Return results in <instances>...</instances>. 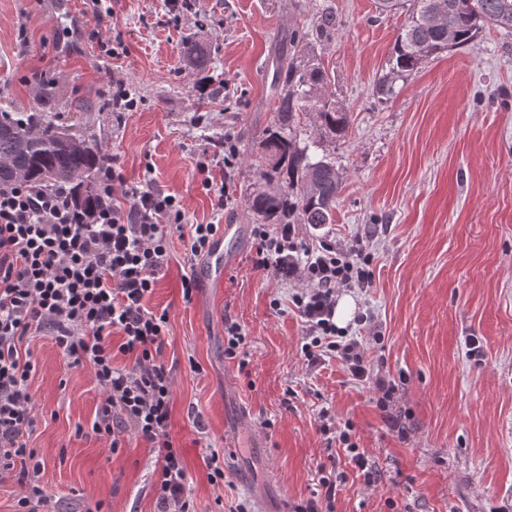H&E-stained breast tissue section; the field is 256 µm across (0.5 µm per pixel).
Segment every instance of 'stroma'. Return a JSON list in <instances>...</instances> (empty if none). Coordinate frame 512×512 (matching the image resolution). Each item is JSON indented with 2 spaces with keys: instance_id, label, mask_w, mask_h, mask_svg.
I'll use <instances>...</instances> for the list:
<instances>
[{
  "instance_id": "obj_1",
  "label": "stroma",
  "mask_w": 512,
  "mask_h": 512,
  "mask_svg": "<svg viewBox=\"0 0 512 512\" xmlns=\"http://www.w3.org/2000/svg\"><path fill=\"white\" fill-rule=\"evenodd\" d=\"M325 13L336 27L321 36ZM404 22L376 0H0V103L42 110L32 81L42 75L68 123L99 131L126 185L179 197L187 223L243 227L223 287L189 302L182 280L199 265L171 230V260L147 301L169 317L159 359L196 512H293L311 499L320 512H512V33L484 28L384 100L375 88ZM297 31L352 115L345 140L325 146L343 183L324 238L370 259V286L339 295L373 324L360 331L366 358L395 388L383 408L339 360H305L292 304L301 280L252 265L246 193L276 119V60ZM188 37L209 51L206 68L186 60ZM119 82L135 111L113 109ZM228 128L240 160L221 209L217 145ZM228 319L246 332V367L224 355ZM30 346L38 418L27 445L48 494L39 512H154L149 444L130 436L108 454L92 430L101 394L89 370L69 365L48 334ZM344 423L365 468L336 443ZM213 449L225 461L220 485L205 464ZM332 471L346 479L329 501Z\"/></svg>"
}]
</instances>
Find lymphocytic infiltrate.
I'll return each instance as SVG.
<instances>
[{
  "instance_id": "1",
  "label": "lymphocytic infiltrate",
  "mask_w": 512,
  "mask_h": 512,
  "mask_svg": "<svg viewBox=\"0 0 512 512\" xmlns=\"http://www.w3.org/2000/svg\"><path fill=\"white\" fill-rule=\"evenodd\" d=\"M120 179L115 162H107L101 202L92 211L77 207L64 189H0V471L17 470L26 486L18 512H35L34 502L45 498L38 481L44 462L27 446L35 426L29 344L43 332L100 387L93 428L110 451L127 431L150 444L158 512H195L186 465L169 431V372L158 359L168 314L146 300L170 259L169 228H187L185 250L193 259L208 252L220 227L186 225L180 201L148 186L125 188L130 205L119 206L113 193ZM254 235L255 269L299 272L308 283L293 296L307 324L306 359L337 358L353 377L390 396L391 384L374 374L360 342L344 338L334 322L337 290L371 282L361 250L326 241L299 250L290 224L274 231L259 224ZM120 354L131 364L115 366Z\"/></svg>"
}]
</instances>
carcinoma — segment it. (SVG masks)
<instances>
[{
	"label": "carcinoma",
	"instance_id": "obj_1",
	"mask_svg": "<svg viewBox=\"0 0 512 512\" xmlns=\"http://www.w3.org/2000/svg\"><path fill=\"white\" fill-rule=\"evenodd\" d=\"M382 14L405 11L395 38L388 72L376 91L395 93L431 56L471 43L485 27L512 32V0H377ZM292 54L279 59L274 87L280 88L275 122L262 133L256 180L248 207L261 224H306L314 231L333 221L342 182L332 158L322 152L325 141L344 138L351 116L330 90L331 80L312 55L304 36L293 34ZM184 55L195 67L208 61L206 50L187 41ZM49 111L0 112V186L31 183L48 189L68 186L76 205L98 202V178L106 164L97 135L67 124L53 111V87L37 82ZM310 115L320 131L317 140L297 133L295 118Z\"/></svg>",
	"mask_w": 512,
	"mask_h": 512
}]
</instances>
